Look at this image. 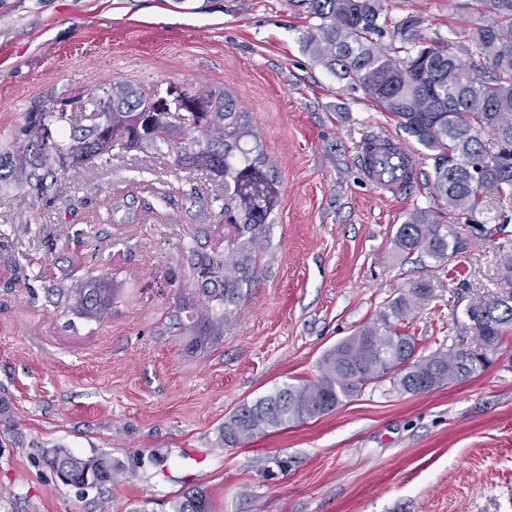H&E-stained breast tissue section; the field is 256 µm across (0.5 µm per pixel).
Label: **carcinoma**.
Here are the masks:
<instances>
[{
  "label": "carcinoma",
  "instance_id": "cac0c4a2",
  "mask_svg": "<svg viewBox=\"0 0 512 512\" xmlns=\"http://www.w3.org/2000/svg\"><path fill=\"white\" fill-rule=\"evenodd\" d=\"M310 17L319 21L309 37L316 60L339 79L359 86L384 111L391 113L404 133L429 151L433 159V188L448 210L465 217L480 210V192L496 193L495 204L502 224L512 222V0H468L470 8L489 14L476 28L471 46L453 42L428 43L415 32L403 38L400 57L383 49L380 23L381 0H297ZM479 55L482 64H469L464 54ZM214 121L175 146L167 138L166 117L158 118L160 133L146 146L158 154L167 151L179 159L196 152L198 166L224 178V204L217 217L233 214L239 224L238 257L249 259L261 238L268 214L257 215L238 202L242 173L264 176L260 147L253 152L240 147L247 132L245 114L237 111L223 89L209 91ZM84 111L107 113L106 122L89 128L70 124L69 134L55 153L75 161L93 162L127 151L135 139L129 115L141 100L129 97L124 85H95L81 89ZM491 138L484 140L481 133ZM363 150L371 166L394 170L399 147L386 139L371 138ZM18 185L44 193L48 178H56L52 154L19 156ZM394 244L405 258L419 253L441 261L448 252L465 249V243L448 224H441L425 210L409 213L398 225ZM433 286L416 282L409 295L392 301L379 322L362 326L327 350L319 366L321 379L286 383L253 402L242 404L224 421V444L237 446L290 424L319 419L332 412L342 399L366 384L390 378L400 390L421 394L448 382L464 381L484 368L485 355L460 346L415 358L413 337L400 329L415 308L432 297ZM477 345L494 348L512 334V292L467 307ZM69 483L98 486L112 480L118 465L57 454L50 460ZM171 512H211L208 496L185 491L171 501Z\"/></svg>",
  "mask_w": 512,
  "mask_h": 512
}]
</instances>
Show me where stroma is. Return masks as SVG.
Masks as SVG:
<instances>
[{"label":"stroma","instance_id":"1","mask_svg":"<svg viewBox=\"0 0 512 512\" xmlns=\"http://www.w3.org/2000/svg\"><path fill=\"white\" fill-rule=\"evenodd\" d=\"M459 3L382 0L381 45L414 31L469 46L487 17ZM312 25L294 0H0V180L15 179L17 149L61 139L28 113L119 82L155 105L224 88L276 189L252 284L224 320L199 275L236 257L209 174L132 151L68 169L41 200L0 197V512H170L192 489L212 512H512V335L466 381L413 395L380 379L322 418L224 444L241 403L318 379L323 353L416 281L434 288L409 327L421 357L474 346L466 307L512 292L499 269L512 224L488 240L495 208L456 219L422 147L408 145L409 185L365 182L363 139L404 133L315 60ZM417 209L465 249L404 261L394 234ZM92 278L114 292L94 320L76 303ZM59 449L122 469L68 485L47 463Z\"/></svg>","mask_w":512,"mask_h":512}]
</instances>
